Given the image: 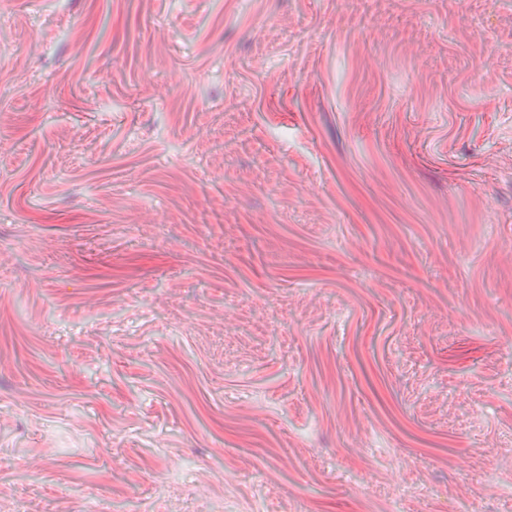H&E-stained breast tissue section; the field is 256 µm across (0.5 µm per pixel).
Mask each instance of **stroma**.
<instances>
[{"instance_id": "35a3bbf8", "label": "stroma", "mask_w": 512, "mask_h": 512, "mask_svg": "<svg viewBox=\"0 0 512 512\" xmlns=\"http://www.w3.org/2000/svg\"><path fill=\"white\" fill-rule=\"evenodd\" d=\"M1 139L0 512H512V0H0Z\"/></svg>"}]
</instances>
